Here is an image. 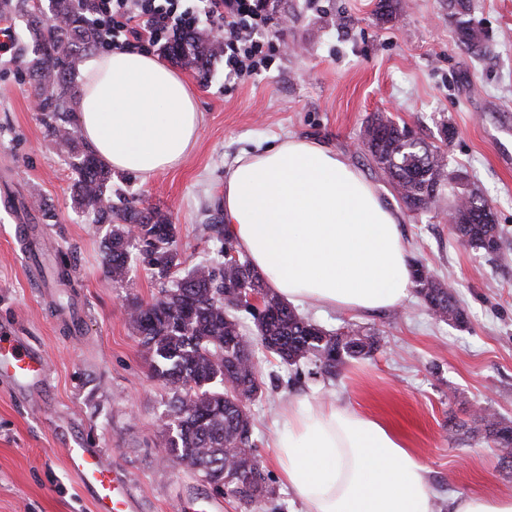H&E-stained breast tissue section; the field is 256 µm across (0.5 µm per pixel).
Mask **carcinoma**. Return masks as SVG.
Segmentation results:
<instances>
[{"instance_id": "1", "label": "carcinoma", "mask_w": 512, "mask_h": 512, "mask_svg": "<svg viewBox=\"0 0 512 512\" xmlns=\"http://www.w3.org/2000/svg\"><path fill=\"white\" fill-rule=\"evenodd\" d=\"M464 19L457 23V39L476 52L482 31L465 18L470 0H456ZM25 17L35 43L29 77L47 136L62 152L76 160L77 179L72 185L75 205L93 224H106L103 262L108 280L115 285L129 281L132 251L154 270L160 295L146 305L131 303L130 323L149 361L153 375L169 387L168 415L174 418L173 433H164L165 447L187 459L209 485L222 486L219 494L232 495L244 509L279 512L282 504L265 477L255 453L256 439L249 405L263 396L260 375L252 369L256 352L263 349L281 364L314 366L316 373L336 375L348 358L369 356L378 349L375 332L352 324L341 357H331L337 332L310 321L291 304L275 295L243 252L229 266L224 249L232 237L222 224H204L202 232L218 245L217 257L199 262L183 276H173L182 265L177 250V228L167 212L141 208L126 198L112 202V172L87 150L76 134L71 77L80 70L86 55L96 51L97 35L74 0H48V7H33L30 0H0V15ZM194 47L178 52L186 67L204 74L220 46L199 34ZM410 127L379 113L362 128L370 135L366 151L409 211L424 214L439 203L430 189L448 184L457 241L491 254L486 241H503L491 201L477 189L463 185L465 176L448 170L445 155L421 137L406 140ZM414 282L429 313L438 321L460 326L467 316L458 305L453 287L436 280L426 267L413 264ZM253 293L261 296L259 313L251 312L256 335L243 332L239 300ZM457 430L477 432L492 442L502 471L512 474V421L488 413L471 426ZM254 461L240 482H224V471Z\"/></svg>"}]
</instances>
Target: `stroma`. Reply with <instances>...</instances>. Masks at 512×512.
<instances>
[{
    "mask_svg": "<svg viewBox=\"0 0 512 512\" xmlns=\"http://www.w3.org/2000/svg\"><path fill=\"white\" fill-rule=\"evenodd\" d=\"M395 19L377 13L378 0H268L287 18L285 45L270 71L232 84L224 61L209 76L182 74L197 91L202 114L197 144L176 169L149 181L113 174L112 191L170 214L186 265L214 257L200 225L224 202V174L237 156L289 134L327 142L371 182L384 202L399 203L381 172L358 148L367 119L382 112L408 124L443 150L491 199L505 246L488 255L461 246L440 209L400 215L411 261L452 284L468 321H436L418 296L399 307L353 315L299 305V312L336 329L375 331L379 348L352 359L336 378L286 367L258 353L263 399L252 405L257 454L284 512L299 506L280 480L272 442L284 425L278 405L296 396L325 397L375 416L418 454L436 492L435 512H448L460 493L512 491L493 443L455 431L483 407L512 421V0H472L470 18L487 50L468 52L456 38L448 0H403ZM12 59L0 63V185L31 213L37 250L67 255L75 284L61 294L34 279L14 227L0 222V331L48 361L38 393L15 394L0 377V512H95L66 462L64 441L76 437L130 481L139 512H199L210 486L179 463L160 435L170 392L154 377L128 321L127 303H150L160 283L135 263L128 287L105 275L106 226L76 208L74 160L47 137L32 107L27 75L33 42L25 21L13 20ZM454 136L444 139L442 129ZM77 313L80 330L70 326Z\"/></svg>",
    "mask_w": 512,
    "mask_h": 512,
    "instance_id": "stroma-1",
    "label": "stroma"
}]
</instances>
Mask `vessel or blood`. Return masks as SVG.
<instances>
[{
    "instance_id": "1",
    "label": "vessel or blood",
    "mask_w": 512,
    "mask_h": 512,
    "mask_svg": "<svg viewBox=\"0 0 512 512\" xmlns=\"http://www.w3.org/2000/svg\"><path fill=\"white\" fill-rule=\"evenodd\" d=\"M0 364L5 365L17 388L38 384L45 371L40 354L16 337L0 335ZM67 463L80 478L83 490L96 504L97 512H132L133 495L127 478L106 467L96 450L79 444L66 448Z\"/></svg>"
}]
</instances>
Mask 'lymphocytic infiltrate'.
Masks as SVG:
<instances>
[{
	"mask_svg": "<svg viewBox=\"0 0 512 512\" xmlns=\"http://www.w3.org/2000/svg\"><path fill=\"white\" fill-rule=\"evenodd\" d=\"M101 46L166 51L195 31L224 36V77L242 82L267 71L280 52L261 0H95L91 15Z\"/></svg>",
	"mask_w": 512,
	"mask_h": 512,
	"instance_id": "1",
	"label": "lymphocytic infiltrate"
}]
</instances>
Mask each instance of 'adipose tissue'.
<instances>
[{
  "instance_id": "obj_1",
  "label": "adipose tissue",
  "mask_w": 512,
  "mask_h": 512,
  "mask_svg": "<svg viewBox=\"0 0 512 512\" xmlns=\"http://www.w3.org/2000/svg\"><path fill=\"white\" fill-rule=\"evenodd\" d=\"M73 104L82 139L115 173L149 179L197 143L192 87L149 54L95 56ZM224 225L290 303L365 313L397 307L414 284L397 213L344 154L312 138L238 156L224 175ZM282 414L274 457L301 512H435L426 467L381 420L318 398Z\"/></svg>"
}]
</instances>
